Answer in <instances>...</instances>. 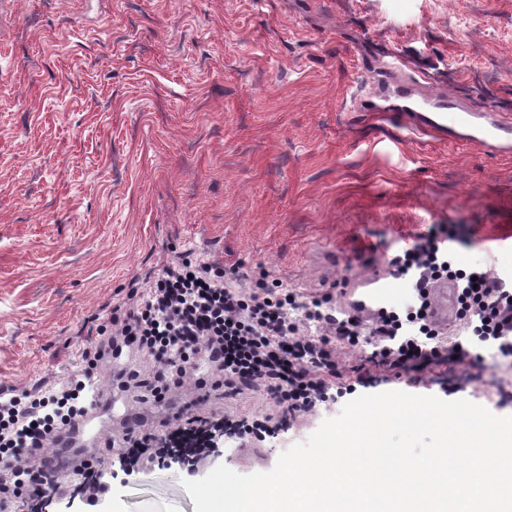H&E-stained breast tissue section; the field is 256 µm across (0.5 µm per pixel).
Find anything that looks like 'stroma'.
I'll return each instance as SVG.
<instances>
[{
	"label": "stroma",
	"instance_id": "35a3bbf8",
	"mask_svg": "<svg viewBox=\"0 0 512 512\" xmlns=\"http://www.w3.org/2000/svg\"><path fill=\"white\" fill-rule=\"evenodd\" d=\"M420 95L512 119V0H0V388L51 389L97 331L184 256L260 273L344 307L351 289L434 224L512 280V154L406 136L361 105L388 62ZM340 362L356 394L397 388L512 416V360L483 352L390 384L365 351ZM122 397L112 423L158 426L186 390ZM343 401L195 471L118 475L96 512H195L183 487L218 465L273 469Z\"/></svg>",
	"mask_w": 512,
	"mask_h": 512
}]
</instances>
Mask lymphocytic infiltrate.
I'll list each match as a JSON object with an SVG mask.
<instances>
[{
    "instance_id": "obj_1",
    "label": "lymphocytic infiltrate",
    "mask_w": 512,
    "mask_h": 512,
    "mask_svg": "<svg viewBox=\"0 0 512 512\" xmlns=\"http://www.w3.org/2000/svg\"><path fill=\"white\" fill-rule=\"evenodd\" d=\"M455 226L418 237L399 257L394 270L413 290L404 306L379 312L370 336H363L355 315H333L319 300L298 304L282 282L249 290L235 280L236 268L214 271L211 263L190 262L164 270L138 298L113 314V335L97 339L84 356L101 359L111 347H136L151 366L149 380L133 370L129 378L145 400L159 402L178 387L200 356L213 363V389L229 395L262 391L278 416H300L324 400L343 377L337 346L355 347L369 340L370 362L392 380L449 361L474 366L485 349L512 358V286L482 264L457 268L450 243L462 242ZM441 280L457 290L462 334L447 336L429 315L430 288ZM330 325L332 335H299L300 320ZM94 373L85 369L65 394L33 390L16 395L0 389V503L26 507L60 495L57 481L36 465L51 434L67 425L92 397ZM241 439H262L264 422L235 426L220 413L188 417L185 425L162 423L123 437L105 459L84 466L78 489L93 507L110 493L109 467L135 468L161 456L193 452L197 463L215 453L222 432Z\"/></svg>"
}]
</instances>
